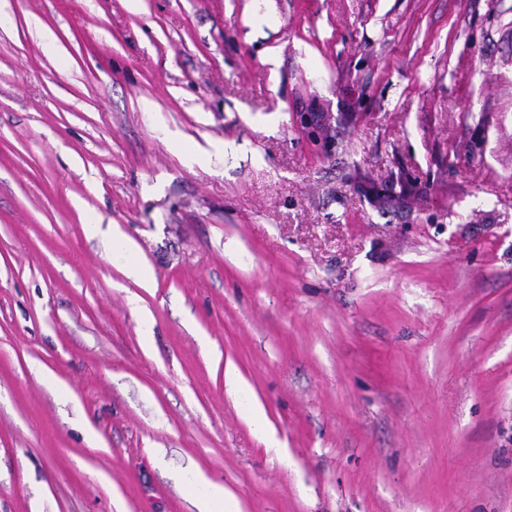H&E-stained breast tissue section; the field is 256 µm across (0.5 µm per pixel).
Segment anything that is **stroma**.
I'll return each instance as SVG.
<instances>
[{"mask_svg": "<svg viewBox=\"0 0 512 512\" xmlns=\"http://www.w3.org/2000/svg\"><path fill=\"white\" fill-rule=\"evenodd\" d=\"M200 474L512 512V0H0V512Z\"/></svg>", "mask_w": 512, "mask_h": 512, "instance_id": "stroma-1", "label": "stroma"}]
</instances>
